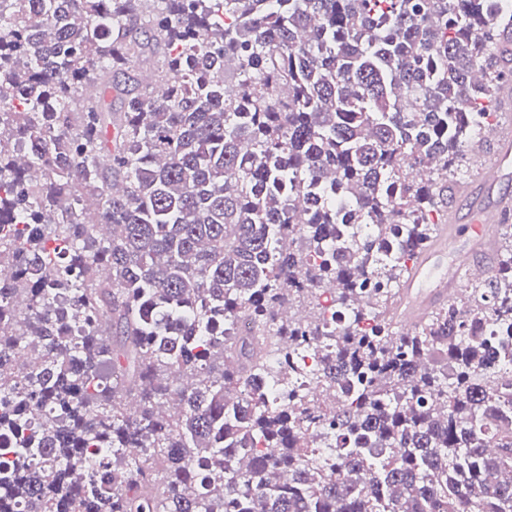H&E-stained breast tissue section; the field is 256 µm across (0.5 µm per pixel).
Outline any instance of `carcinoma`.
Segmentation results:
<instances>
[{
  "instance_id": "1",
  "label": "carcinoma",
  "mask_w": 512,
  "mask_h": 512,
  "mask_svg": "<svg viewBox=\"0 0 512 512\" xmlns=\"http://www.w3.org/2000/svg\"><path fill=\"white\" fill-rule=\"evenodd\" d=\"M509 30L507 0H0V512H512V224L461 299L384 317ZM309 348L326 454L278 363Z\"/></svg>"
}]
</instances>
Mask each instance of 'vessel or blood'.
<instances>
[{
	"label": "vessel or blood",
	"instance_id": "vessel-or-blood-1",
	"mask_svg": "<svg viewBox=\"0 0 512 512\" xmlns=\"http://www.w3.org/2000/svg\"><path fill=\"white\" fill-rule=\"evenodd\" d=\"M485 138L494 151L483 163L481 179L474 189L461 192V208L449 212L400 285L387 315L398 330L414 329L430 310L458 296L460 281L490 273L495 228L512 219V136L494 127Z\"/></svg>",
	"mask_w": 512,
	"mask_h": 512
}]
</instances>
